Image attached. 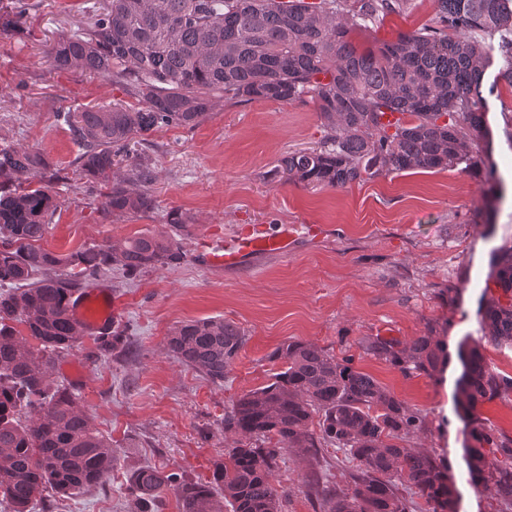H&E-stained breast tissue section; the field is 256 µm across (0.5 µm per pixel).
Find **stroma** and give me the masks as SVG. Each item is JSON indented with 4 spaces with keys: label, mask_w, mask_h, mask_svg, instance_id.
Masks as SVG:
<instances>
[{
    "label": "stroma",
    "mask_w": 512,
    "mask_h": 512,
    "mask_svg": "<svg viewBox=\"0 0 512 512\" xmlns=\"http://www.w3.org/2000/svg\"><path fill=\"white\" fill-rule=\"evenodd\" d=\"M26 28L0 43V144L47 153L66 176L45 246L68 253L140 232L169 231V216L187 214L185 261L134 279L104 275L111 286L124 342L99 355L85 336L57 360V380L69 383L79 408L109 437L116 464L106 483L68 497L46 490L35 512H134L126 490L134 469L154 464L208 478L224 460L221 419L230 398L267 381L268 356L287 340L350 356L396 397L425 415L428 428L410 437L412 448L448 456L459 512H500L492 492L476 488L464 461L465 423L454 410L452 362L443 381L406 375L364 357L359 337L380 334L410 341L426 324L448 330L450 345L481 335L479 300L492 252L512 239V89L489 98L493 158L505 184L493 225L474 223L483 201L481 177L459 169L412 171L347 188H302L271 177L288 152L318 145L323 128L313 101L219 102L194 129L156 132L144 148L153 157L149 185L153 212L104 216L76 163L79 146L64 113L126 100L111 79L52 70L50 42L83 20L80 0H29ZM434 0H409L366 32L362 43L388 41L430 22ZM241 224H320V238L299 239L288 255L266 256L234 271L210 267L200 251ZM461 289L449 303L442 291ZM221 316L250 340L224 385L217 386L174 361L167 336L174 326ZM77 363L82 380L66 371ZM306 460L288 453L273 475L288 488L287 512H314L303 486Z\"/></svg>",
    "instance_id": "stroma-1"
}]
</instances>
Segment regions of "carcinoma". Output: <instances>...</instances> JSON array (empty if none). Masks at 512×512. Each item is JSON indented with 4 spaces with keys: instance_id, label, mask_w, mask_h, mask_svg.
I'll return each instance as SVG.
<instances>
[{
    "instance_id": "carcinoma-1",
    "label": "carcinoma",
    "mask_w": 512,
    "mask_h": 512,
    "mask_svg": "<svg viewBox=\"0 0 512 512\" xmlns=\"http://www.w3.org/2000/svg\"><path fill=\"white\" fill-rule=\"evenodd\" d=\"M409 0H106L93 22L58 34L47 49L61 71L99 74L136 103L115 102L64 114L78 144L80 171L100 188L104 215H141L156 199L146 188L154 160L128 153L129 141L168 127L192 129L214 105L311 99L324 135L313 149L290 152L272 176L308 187L343 188L415 170L465 165L482 173L493 223L502 193L492 157L483 81L512 88V0H435L434 20L395 39L364 46L353 34ZM29 0H0V42L27 24ZM60 169L40 151L0 145V500L34 512L35 495H67L102 485L116 464L111 439L97 431L57 383L59 354L84 337L68 308L75 279L119 270L128 279L186 258L173 236L142 233L57 254L42 245L60 206L52 185ZM498 292L481 302L482 336L463 339L465 384L455 410L472 415L484 400L512 397V375L493 368L482 344L512 349V245L491 257ZM37 341L29 345L18 327ZM249 336L235 322L206 317L168 336L172 358L214 385L229 377ZM105 356L123 329L95 336ZM366 356L404 372L435 377L451 364L449 344L433 325L410 342L362 336ZM269 381L224 407L230 448L211 478L194 480L163 467L128 476L137 512H154L163 489L181 512H285L288 489L271 475L293 448L316 460L334 448L355 462L340 489L313 473L306 496L319 512H458L450 462L408 447L426 417L397 398L352 359L287 340L270 355ZM475 486L512 509V439L477 424L467 459ZM404 489H399L398 485Z\"/></svg>"
}]
</instances>
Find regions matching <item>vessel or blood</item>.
Masks as SVG:
<instances>
[{"label": "vessel or blood", "mask_w": 512, "mask_h": 512, "mask_svg": "<svg viewBox=\"0 0 512 512\" xmlns=\"http://www.w3.org/2000/svg\"><path fill=\"white\" fill-rule=\"evenodd\" d=\"M319 224H284L270 228L264 224H246L225 235L220 245H207V260L211 266L237 269L259 255H287L298 236H320ZM71 316L89 333H101L111 328L115 316L112 309V289L91 286L74 296L70 303Z\"/></svg>", "instance_id": "b4317fda"}]
</instances>
